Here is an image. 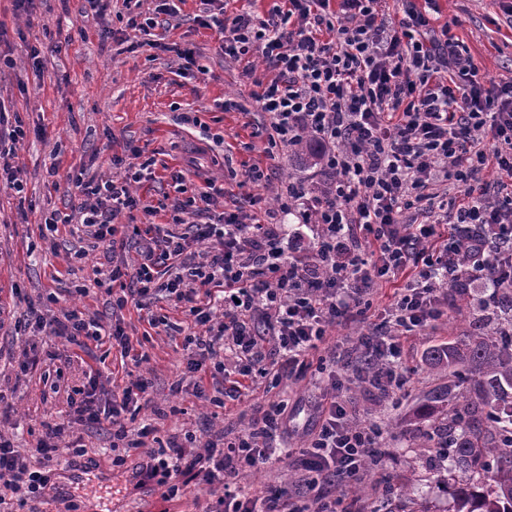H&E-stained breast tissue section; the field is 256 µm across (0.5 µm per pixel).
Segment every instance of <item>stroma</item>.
Listing matches in <instances>:
<instances>
[{
	"instance_id": "stroma-1",
	"label": "stroma",
	"mask_w": 512,
	"mask_h": 512,
	"mask_svg": "<svg viewBox=\"0 0 512 512\" xmlns=\"http://www.w3.org/2000/svg\"><path fill=\"white\" fill-rule=\"evenodd\" d=\"M83 6V0H35L32 12L23 14L14 0H0V30L7 36L0 54L8 59L0 66V104L19 113L29 130L16 151L27 182L25 199L0 185V433L13 437L16 448L28 454L43 422L66 427L60 470L39 498L38 512H203L209 490L191 484L180 497L166 499L160 489L140 483L145 453L130 452L121 466H113L111 430L70 417L74 388L96 376L97 393L108 401L124 387L126 372L104 344L71 361L59 359L55 337L26 328L27 305L32 302L55 314L75 307L106 326L120 319L148 353L139 371L151 380L147 405L124 418L131 429L151 428L157 447L187 433L201 445L215 433L237 435L253 406L262 402V388L218 404L223 377L208 376L196 385L185 373L187 353L181 340L150 328L147 311L130 306L113 315L107 287L93 284L92 271L103 264L102 254L93 251L74 260L77 235L63 227L54 238L41 239L39 220L55 210L70 212L74 198L67 187L69 176L83 172L112 177L113 157L123 155L129 144L148 155H164L165 169L136 189L142 200L153 203L167 190L169 170L182 167L189 152L199 150L203 173L224 185L223 195L212 205L216 215L246 207L249 189L243 181L251 166H260L267 175L258 190L265 210L276 209L289 184L310 178L319 182L323 175L299 165L291 148L268 155L263 129L270 117L251 98L245 74L262 58L256 54L247 61L225 62L218 31L196 21L199 0H180L167 39L192 44L199 63L209 70L200 79L179 77L173 54L147 45L130 52L120 41L101 38L105 25L124 31L127 10L122 0H114L103 25L84 18ZM436 7L438 24H449L487 81L512 77V17L487 0H437ZM227 100L238 102V109L224 110ZM182 112L198 113L211 133L223 136V143L201 141L197 129L179 123ZM82 285L88 286L87 295L77 294ZM483 291L476 279L468 280L464 291H449L440 319L422 335L403 338L406 385L399 396L382 397L362 383L344 387L342 396L353 418L380 424L388 451L383 464L369 466L361 480L340 488L344 501L373 503L381 512H454L446 481L419 455L426 445L423 432L407 425L404 417L434 383L426 369V351L464 335ZM32 345L38 363L20 371L23 352ZM278 390L288 402V441L302 447L316 424L321 391L308 380L292 377L282 379ZM75 439L84 445V455L69 453L67 446ZM295 479L288 459L241 476L242 484L260 496L275 494Z\"/></svg>"
}]
</instances>
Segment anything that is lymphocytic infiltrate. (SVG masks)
Returning <instances> with one entry per match:
<instances>
[{
  "label": "lymphocytic infiltrate",
  "mask_w": 512,
  "mask_h": 512,
  "mask_svg": "<svg viewBox=\"0 0 512 512\" xmlns=\"http://www.w3.org/2000/svg\"><path fill=\"white\" fill-rule=\"evenodd\" d=\"M387 2L279 0L265 19L249 12L227 17L224 0H201L198 22L221 34L225 60L257 50L276 72L268 81L252 78L251 97L271 118L269 147L317 140L321 168L331 175L323 188L303 181L289 186L276 210L214 218L210 206L223 186L212 179L193 185L185 167L170 175L183 196L171 228L159 232L150 222L132 229L133 236L146 231L150 237L130 275L133 289L115 297L113 307L139 306L161 293L185 305L193 318L185 345L197 352L187 369L201 371L200 359L208 357L231 380L225 397L240 399L246 381L257 376L324 373L314 353L328 327L367 317L381 283L399 284L383 330L360 336L346 361L348 379L384 396L405 384L402 337L421 334L439 318L448 290L483 280L482 313L512 295V79L485 81L449 26L432 27L435 0H400L403 17L396 24L386 17ZM176 13L174 0H159L155 15L129 18L128 26L151 37L153 48L175 54L189 74L198 65L195 50L155 34L157 15ZM26 136L19 118L0 134V182L19 195L25 183L16 146ZM141 155L132 146L113 158L122 176L75 179L77 215L51 214L46 228L77 220L91 248H125L129 237L120 235L117 222L123 210L139 209L150 219L159 212L133 192L149 168ZM490 165L500 175L493 185L482 177ZM188 214L195 223L185 222ZM286 216L316 227L307 251L286 252ZM33 318L68 351L92 341L110 343L124 358L133 350L120 325L103 331L75 309ZM343 382L331 379L324 390L305 447L290 448L288 405L271 398L253 410L234 441L218 434L197 448L192 435L171 438L167 452L147 462L142 480L164 487L170 499L187 480L214 491L209 512H344L324 486L358 480L385 438L378 424L352 423L340 396ZM148 387V379L133 380L107 409L98 405L91 381L76 389L70 410L89 425L109 422L113 440H129L123 414ZM63 432V424L45 423L32 458L0 434V504L12 497L27 505L52 485ZM148 434L138 430L131 448ZM289 456L298 478L277 496L261 498L240 485L242 472Z\"/></svg>",
  "instance_id": "f902f5d3"
}]
</instances>
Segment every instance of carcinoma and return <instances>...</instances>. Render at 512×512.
Segmentation results:
<instances>
[{
  "label": "carcinoma",
  "instance_id": "carcinoma-1",
  "mask_svg": "<svg viewBox=\"0 0 512 512\" xmlns=\"http://www.w3.org/2000/svg\"><path fill=\"white\" fill-rule=\"evenodd\" d=\"M426 361L448 372L412 411L446 435L443 455L468 479L450 484L454 512H512V344L474 330L432 348Z\"/></svg>",
  "mask_w": 512,
  "mask_h": 512
}]
</instances>
